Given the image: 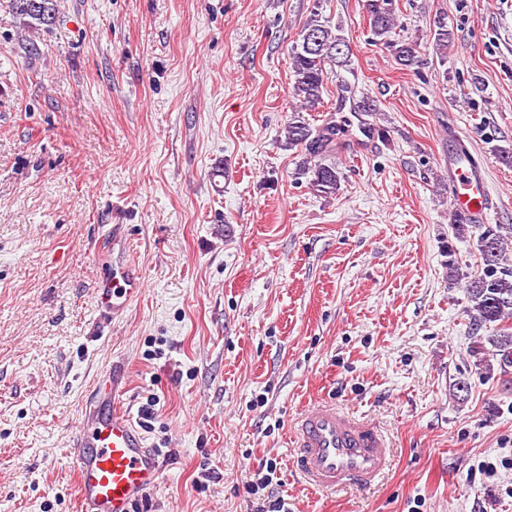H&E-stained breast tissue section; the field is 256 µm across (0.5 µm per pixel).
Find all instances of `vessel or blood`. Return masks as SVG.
Instances as JSON below:
<instances>
[{"mask_svg": "<svg viewBox=\"0 0 512 512\" xmlns=\"http://www.w3.org/2000/svg\"><path fill=\"white\" fill-rule=\"evenodd\" d=\"M448 194L456 214L472 224L486 223L489 189L481 160L470 154L452 159ZM96 292L101 318L114 319L140 296V274L128 260L119 259ZM121 382L116 370L106 372L72 444L81 512H131L161 474L158 452L115 404ZM294 448L292 468L322 491L372 488L392 463V450L375 425L327 402L301 415Z\"/></svg>", "mask_w": 512, "mask_h": 512, "instance_id": "obj_1", "label": "vessel or blood"}]
</instances>
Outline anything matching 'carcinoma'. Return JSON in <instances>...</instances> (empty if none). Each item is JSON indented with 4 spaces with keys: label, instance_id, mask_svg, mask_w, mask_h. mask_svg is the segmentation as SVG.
<instances>
[{
    "label": "carcinoma",
    "instance_id": "obj_1",
    "mask_svg": "<svg viewBox=\"0 0 512 512\" xmlns=\"http://www.w3.org/2000/svg\"><path fill=\"white\" fill-rule=\"evenodd\" d=\"M10 7L16 14L27 16L39 25L52 24L58 13L56 0H10ZM365 8L374 43L385 45L397 65L404 69L412 67L420 45L415 39L395 32L394 0H366ZM453 39L454 33L446 23L436 22L433 34L436 54L441 57L447 54ZM341 45H348L347 40L333 31L315 10L289 53L293 76L291 94L296 106L285 127V138L288 147L304 149V170L311 173L310 184L314 191L323 196L336 194L340 187L336 164L327 160L336 152V125L327 123L320 128L313 127L300 113L322 103L326 63L334 62L341 68L348 66L349 55L340 56L336 52ZM340 91V105L350 103V111H378L374 100L356 96L347 84L340 85ZM476 249L481 257V270L475 273L462 270L454 258V250L448 249V280L464 282L469 301L467 312L476 327L492 329L485 340L500 355L499 362L506 366L512 362V328L504 324L512 318V254L503 235L490 227L478 234Z\"/></svg>",
    "mask_w": 512,
    "mask_h": 512
}]
</instances>
